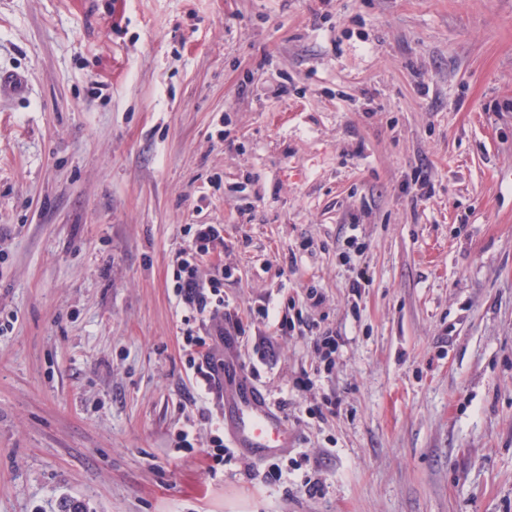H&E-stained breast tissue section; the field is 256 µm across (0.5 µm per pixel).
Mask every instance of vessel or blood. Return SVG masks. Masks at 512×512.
<instances>
[{
	"label": "vessel or blood",
	"mask_w": 512,
	"mask_h": 512,
	"mask_svg": "<svg viewBox=\"0 0 512 512\" xmlns=\"http://www.w3.org/2000/svg\"><path fill=\"white\" fill-rule=\"evenodd\" d=\"M219 378L224 399V429L235 447L261 460L292 446L296 430L252 383L245 367L225 365Z\"/></svg>",
	"instance_id": "vessel-or-blood-1"
}]
</instances>
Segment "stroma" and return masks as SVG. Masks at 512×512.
<instances>
[{
	"mask_svg": "<svg viewBox=\"0 0 512 512\" xmlns=\"http://www.w3.org/2000/svg\"><path fill=\"white\" fill-rule=\"evenodd\" d=\"M3 73L0 512H512V0H0ZM195 224L297 431L274 477L207 468ZM250 317L252 320L261 321L263 323H273L277 330L287 333L294 331L296 324L292 317L288 314H280V311L275 306L270 307V303L260 306L256 309L250 310Z\"/></svg>",
	"mask_w": 512,
	"mask_h": 512,
	"instance_id": "35a3bbf8",
	"label": "stroma"
}]
</instances>
